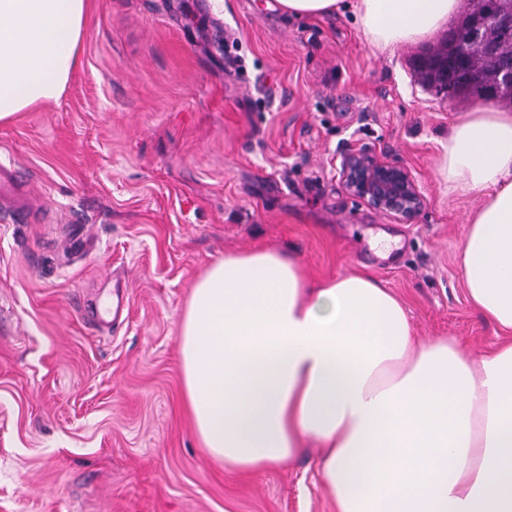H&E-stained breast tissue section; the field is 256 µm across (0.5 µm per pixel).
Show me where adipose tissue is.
I'll list each match as a JSON object with an SVG mask.
<instances>
[{"label":"adipose tissue","mask_w":512,"mask_h":512,"mask_svg":"<svg viewBox=\"0 0 512 512\" xmlns=\"http://www.w3.org/2000/svg\"><path fill=\"white\" fill-rule=\"evenodd\" d=\"M457 0H278L351 13L378 50L429 39ZM87 0H0V122L62 94ZM439 174L480 196L460 251L492 350L420 340L369 275L314 282L276 250L225 254L196 281L179 348L186 406L209 456L258 474L315 444L336 512H512V113H460Z\"/></svg>","instance_id":"ef3b65f1"}]
</instances>
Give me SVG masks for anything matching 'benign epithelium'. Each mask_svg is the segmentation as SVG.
<instances>
[{
  "mask_svg": "<svg viewBox=\"0 0 512 512\" xmlns=\"http://www.w3.org/2000/svg\"><path fill=\"white\" fill-rule=\"evenodd\" d=\"M337 170L350 195L399 221L413 219L425 206V197L410 170L372 149L344 151Z\"/></svg>",
  "mask_w": 512,
  "mask_h": 512,
  "instance_id": "obj_1",
  "label": "benign epithelium"
}]
</instances>
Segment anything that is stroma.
Wrapping results in <instances>:
<instances>
[{"label": "stroma", "mask_w": 512, "mask_h": 512, "mask_svg": "<svg viewBox=\"0 0 512 512\" xmlns=\"http://www.w3.org/2000/svg\"><path fill=\"white\" fill-rule=\"evenodd\" d=\"M445 35L389 52L351 14L275 0H90L60 98L0 123L33 207L0 214V512H335L317 448L243 476L195 436L179 329L224 254L281 251L314 281L363 271L422 340L500 341L460 270L480 199L438 172L466 105L412 66ZM355 145L411 171L412 222L346 193L336 159Z\"/></svg>", "instance_id": "1"}]
</instances>
